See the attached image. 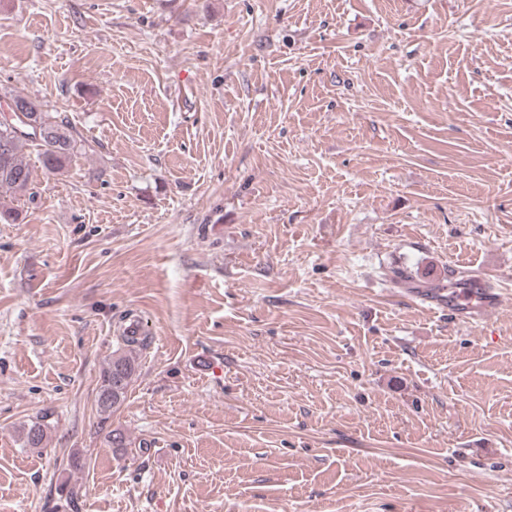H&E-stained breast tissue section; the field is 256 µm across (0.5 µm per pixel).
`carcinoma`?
<instances>
[{"instance_id": "carcinoma-1", "label": "carcinoma", "mask_w": 512, "mask_h": 512, "mask_svg": "<svg viewBox=\"0 0 512 512\" xmlns=\"http://www.w3.org/2000/svg\"><path fill=\"white\" fill-rule=\"evenodd\" d=\"M9 105L19 107L23 116L42 130L41 138L37 141L30 134L15 130V126L21 123L20 119H14L10 124L0 121V193L25 194L32 185V172L21 157L24 143H36L42 151L45 169L58 173L69 162L75 139L69 127L44 111L37 100L13 94ZM122 340L124 348L113 355L104 368L96 394L97 411L104 420L121 407L138 370L135 346L140 344V340L126 335ZM46 435V425L37 421L32 423L25 432L26 447H43Z\"/></svg>"}]
</instances>
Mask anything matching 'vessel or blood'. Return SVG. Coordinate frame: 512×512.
<instances>
[{
	"label": "vessel or blood",
	"instance_id": "b4317fda",
	"mask_svg": "<svg viewBox=\"0 0 512 512\" xmlns=\"http://www.w3.org/2000/svg\"><path fill=\"white\" fill-rule=\"evenodd\" d=\"M416 296L447 312L455 321L468 323L484 319L501 300L497 289L487 287L477 277L472 278L470 286L449 290L445 295L420 290Z\"/></svg>",
	"mask_w": 512,
	"mask_h": 512
}]
</instances>
